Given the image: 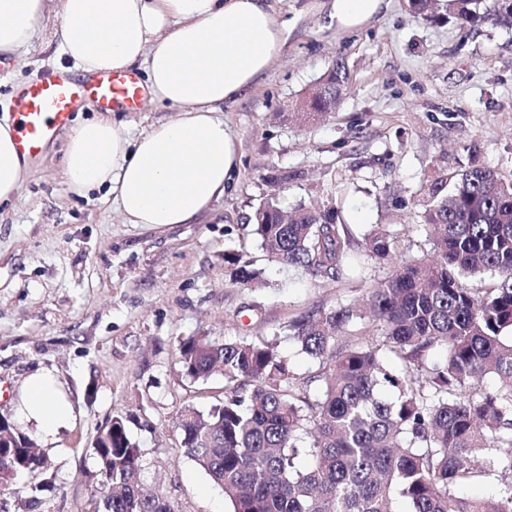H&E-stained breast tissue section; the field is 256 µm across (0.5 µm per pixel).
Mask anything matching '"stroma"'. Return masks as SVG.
<instances>
[{
  "mask_svg": "<svg viewBox=\"0 0 512 512\" xmlns=\"http://www.w3.org/2000/svg\"><path fill=\"white\" fill-rule=\"evenodd\" d=\"M334 0H279L286 45L259 84L224 122L240 156L235 186L191 224H127L102 191L80 194L62 176L66 136L32 168L13 202L0 207V416L15 418L23 382L57 376L73 407L29 507L0 495V512H97L92 452L113 416L126 419L142 453L143 476L176 512H232L222 490L185 457L175 423L188 407L224 400V376L187 378L178 344L276 337L295 375L319 363L303 353L289 323L315 307L368 298L392 261L362 275L312 280L268 262L250 218L268 197L289 211L343 192V220L356 239L381 226L395 251L431 249L416 202L428 180L454 174L470 157L512 177V31H470L456 21L414 17L404 0H385L360 27L337 28ZM51 0L23 65L0 66V111L16 90L59 67ZM347 87L334 112L288 119L336 64ZM288 173L275 186L268 176ZM248 255L264 282L232 283L228 252Z\"/></svg>",
  "mask_w": 512,
  "mask_h": 512,
  "instance_id": "obj_1",
  "label": "stroma"
}]
</instances>
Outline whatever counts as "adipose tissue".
<instances>
[{"mask_svg": "<svg viewBox=\"0 0 512 512\" xmlns=\"http://www.w3.org/2000/svg\"><path fill=\"white\" fill-rule=\"evenodd\" d=\"M47 0H0V53L23 56ZM58 50L82 73L138 69L148 100L176 111L138 136L99 114L72 128L63 178L77 193L106 189L128 224H189L223 197L239 164L224 111L281 56L283 26L273 0H59ZM30 171L0 120V204L12 201ZM73 416L55 375L23 385L20 423L44 443Z\"/></svg>", "mask_w": 512, "mask_h": 512, "instance_id": "ef3b65f1", "label": "adipose tissue"}]
</instances>
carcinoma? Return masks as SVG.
<instances>
[{"instance_id": "1", "label": "carcinoma", "mask_w": 512, "mask_h": 512, "mask_svg": "<svg viewBox=\"0 0 512 512\" xmlns=\"http://www.w3.org/2000/svg\"><path fill=\"white\" fill-rule=\"evenodd\" d=\"M409 11L439 19L432 0H407ZM462 25L512 29V0H448ZM337 64L321 78L322 108L342 94ZM433 248L402 257L369 299L315 308L288 330L319 361L320 385L293 374L274 339L224 342L193 336L178 345L183 374L207 380L224 372V402L203 413L182 411L177 426L187 457L222 489L233 512H512V482L488 499L462 498L458 485L496 472L512 479V179L471 161L432 180L418 200ZM253 224L262 250L310 277L359 273L362 258L385 260L392 240L372 231L356 243L339 208L299 207L281 222L275 198ZM235 282L261 271L240 254L224 257ZM489 274L492 288L470 281ZM378 334L357 326L366 316ZM392 354L404 366L385 363ZM494 385L483 388L486 378ZM100 479L92 487L102 512H175L141 478V450L116 416L96 436ZM309 456L300 468L302 456ZM46 460L18 424L0 422V491L18 497L17 482Z\"/></svg>"}]
</instances>
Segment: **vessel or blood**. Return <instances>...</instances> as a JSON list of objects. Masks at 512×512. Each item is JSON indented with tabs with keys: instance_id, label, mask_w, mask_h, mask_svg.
<instances>
[{
	"instance_id": "obj_1",
	"label": "vessel or blood",
	"mask_w": 512,
	"mask_h": 512,
	"mask_svg": "<svg viewBox=\"0 0 512 512\" xmlns=\"http://www.w3.org/2000/svg\"><path fill=\"white\" fill-rule=\"evenodd\" d=\"M146 91L132 72L91 73L74 78L63 70L38 75L16 95L14 135L28 161L42 159L50 144L87 105L100 111L135 110Z\"/></svg>"
}]
</instances>
